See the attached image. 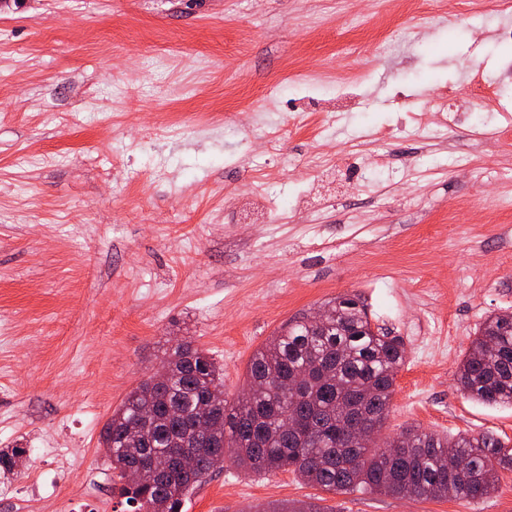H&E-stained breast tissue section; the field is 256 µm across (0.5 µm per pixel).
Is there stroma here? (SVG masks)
Here are the masks:
<instances>
[{"label": "stroma", "instance_id": "35a3bbf8", "mask_svg": "<svg viewBox=\"0 0 512 512\" xmlns=\"http://www.w3.org/2000/svg\"><path fill=\"white\" fill-rule=\"evenodd\" d=\"M402 0H0V512H133L99 433L171 345L208 350L236 397L285 323L354 297L405 363L384 435L494 434L512 405L474 401L458 366L512 313V97L485 105L512 44L487 6ZM365 29L352 32L348 15ZM383 40L385 55L374 42ZM458 90L457 142L424 145L436 91ZM286 136L267 169L245 127ZM329 164L313 175L309 156ZM497 171L470 180L454 159ZM281 201L266 216L264 196ZM46 448L61 449L59 466ZM512 512V471L479 500L329 493L225 462L183 512Z\"/></svg>", "mask_w": 512, "mask_h": 512}]
</instances>
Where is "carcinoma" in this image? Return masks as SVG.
<instances>
[{
    "label": "carcinoma",
    "instance_id": "cac0c4a2",
    "mask_svg": "<svg viewBox=\"0 0 512 512\" xmlns=\"http://www.w3.org/2000/svg\"><path fill=\"white\" fill-rule=\"evenodd\" d=\"M404 359L403 343L373 327L359 300L335 298L319 322L289 323L253 353L234 400L214 359L188 341L177 343L162 363L164 380L149 377L133 388L104 424L100 444L111 449L119 494L136 512H182L221 454L247 472L291 471L332 493L439 498L451 487L459 498L489 495L499 470H512V448L499 437L405 428L376 442ZM457 381L474 400L512 404V318L495 314L482 323ZM356 416L370 422L374 436L346 447L340 432ZM179 453L194 454L196 468L173 467ZM25 460V448L0 450L5 473ZM129 471L136 478L125 482Z\"/></svg>",
    "mask_w": 512,
    "mask_h": 512
}]
</instances>
